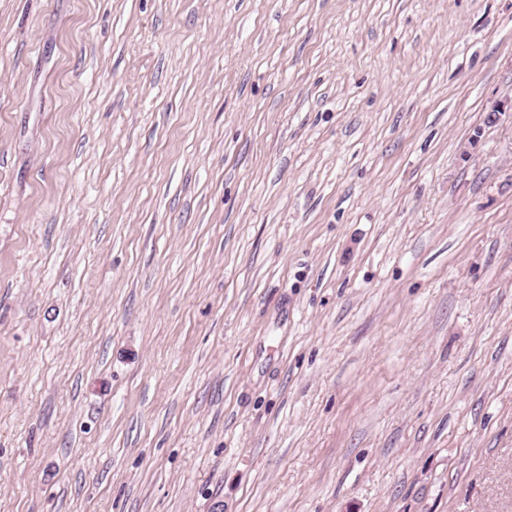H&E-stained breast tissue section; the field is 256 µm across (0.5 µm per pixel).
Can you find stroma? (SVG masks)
<instances>
[{
  "mask_svg": "<svg viewBox=\"0 0 512 512\" xmlns=\"http://www.w3.org/2000/svg\"><path fill=\"white\" fill-rule=\"evenodd\" d=\"M512 0H0V512H512Z\"/></svg>",
  "mask_w": 512,
  "mask_h": 512,
  "instance_id": "1",
  "label": "stroma"
}]
</instances>
